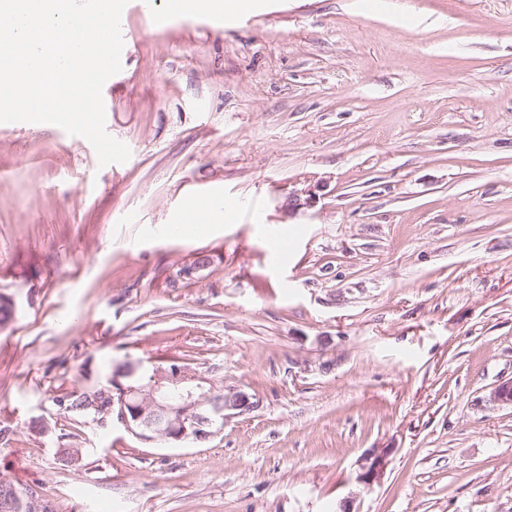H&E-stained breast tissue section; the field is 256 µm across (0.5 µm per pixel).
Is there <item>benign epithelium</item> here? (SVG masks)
I'll return each instance as SVG.
<instances>
[{
    "mask_svg": "<svg viewBox=\"0 0 512 512\" xmlns=\"http://www.w3.org/2000/svg\"><path fill=\"white\" fill-rule=\"evenodd\" d=\"M99 394H117L118 408L112 423L145 443L184 444L207 439L218 424L254 411L257 403L241 388L224 390V399L215 398L217 386L207 378L173 365L154 371L141 387L125 386L118 377H107L97 384ZM492 400L512 406V379L497 385ZM388 451L371 449L363 457L358 482L369 486L379 480L386 466ZM51 498L41 488H31L24 501L26 512H44Z\"/></svg>",
    "mask_w": 512,
    "mask_h": 512,
    "instance_id": "obj_1",
    "label": "benign epithelium"
}]
</instances>
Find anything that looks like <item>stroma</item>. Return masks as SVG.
I'll return each mask as SVG.
<instances>
[{"label": "stroma", "mask_w": 512, "mask_h": 512, "mask_svg": "<svg viewBox=\"0 0 512 512\" xmlns=\"http://www.w3.org/2000/svg\"><path fill=\"white\" fill-rule=\"evenodd\" d=\"M175 3L122 15L127 162L0 123V474L57 512H512V0ZM215 191L223 224L162 236ZM128 359L259 407L190 445L57 415ZM249 0H197L196 8L207 14L219 16L228 14L232 10L242 11L250 6ZM193 0H179L177 12L183 15H197ZM388 451L371 449L363 457V472L358 477V482L364 486H370L379 480L386 466Z\"/></svg>", "instance_id": "35a3bbf8"}]
</instances>
